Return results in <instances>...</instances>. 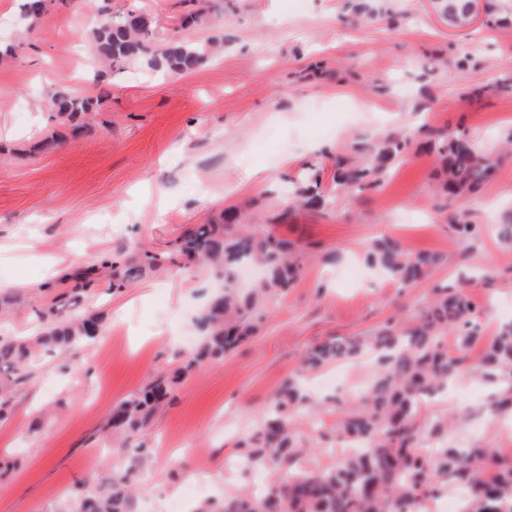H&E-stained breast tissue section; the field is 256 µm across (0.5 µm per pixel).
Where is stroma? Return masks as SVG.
Instances as JSON below:
<instances>
[{
	"label": "stroma",
	"mask_w": 512,
	"mask_h": 512,
	"mask_svg": "<svg viewBox=\"0 0 512 512\" xmlns=\"http://www.w3.org/2000/svg\"><path fill=\"white\" fill-rule=\"evenodd\" d=\"M132 1L48 0L29 39L0 60L8 147L0 154V296L14 303L0 318L2 334L32 336L64 276L104 255L167 250L186 225L245 200L255 203L248 222L273 224L304 169L332 171L335 155L389 131L463 130L487 148L512 137V93L494 89L512 77V26L450 25L437 0H379L382 17L362 27L344 22L345 0H136L168 23L203 10L193 37L223 35V49L180 77L132 65L88 80L99 69L85 48L89 31L118 20ZM61 83L99 99L96 125L35 151L42 132L57 127L43 92ZM484 83L491 92L473 96ZM440 169L437 155L413 149L380 188L332 190L330 210H289L287 223L273 224L304 246L301 276L224 359L187 366L202 342L209 271L176 267L80 295L71 315L97 313L100 334L38 354L15 391L0 420V512H59L99 488L120 448L144 450L136 484L148 512H169L183 496L204 504L263 492L287 474L246 465L241 443L314 344L410 318L434 288L483 272L490 280L473 295L492 338L512 321V246L495 231L512 206V156L478 195L449 204L438 193ZM460 215L481 233L460 240ZM384 236L443 262L400 288L365 260ZM320 377L307 374L309 406L293 417L303 469L343 457L341 414ZM162 378L169 399L145 429L109 428L115 407ZM497 390L482 376L466 380L452 395L425 399L424 413L467 414L451 432L459 445L499 444L506 423L486 410ZM193 442L195 457L186 451Z\"/></svg>",
	"instance_id": "stroma-1"
}]
</instances>
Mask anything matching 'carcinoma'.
Instances as JSON below:
<instances>
[{
    "label": "carcinoma",
    "instance_id": "obj_1",
    "mask_svg": "<svg viewBox=\"0 0 512 512\" xmlns=\"http://www.w3.org/2000/svg\"><path fill=\"white\" fill-rule=\"evenodd\" d=\"M24 13L36 25L47 0H25ZM441 11L452 25L470 22L472 0H441ZM203 21L193 12L180 18L170 33L160 36V19L139 6L128 8L117 21L95 27L89 38L92 54L105 66L121 69L137 62L149 73L181 76L209 61L221 40L199 43L186 33ZM53 117L75 130H90L94 100L52 90ZM417 147L432 152L443 163L439 191L444 201L481 191L502 162V155L485 149L464 131L448 133L425 128ZM413 135L391 133L378 143L359 146L366 156L362 165L336 163V187L361 189L377 186L388 164L404 155ZM302 204L325 208L330 196L322 184V169L310 168L298 189ZM305 250L257 224L242 222V211L228 208L208 224H190L169 251L146 250L130 260L102 257L91 267L67 275L71 294L60 293L43 313L44 328L31 339L0 334V412L9 404L15 387L27 381L37 347L70 349L96 337L100 322L91 314L80 319L68 314L70 299L79 297L106 277L109 288H127L144 276L160 274L186 262L224 278V291L212 295L199 319L204 341L194 358L218 359L236 348L266 314L263 303L288 292L300 276ZM368 259L402 288L426 279L439 265L431 252L411 255L394 239L371 245ZM482 310L465 286L441 288L427 299L406 323L388 321L372 336L333 338L315 345L302 371L318 369L353 358L366 350L378 354L374 376L356 402L341 408L338 434L365 438L369 447L342 459L333 468L299 469L288 479L270 485L259 497L229 493L217 512H424L428 502L462 484L468 490L463 512H512V457L498 453L491 443L458 446L448 443V429L459 426L465 415L425 422L419 419L422 398L448 388L473 371L465 350L483 336ZM453 335L461 350L448 352ZM482 373L509 385L490 408L496 415L512 408V322L501 324L485 347L478 365ZM159 382L133 394L112 413L111 425L132 433L144 428L154 408L166 397ZM307 400L300 375L288 378L262 424L243 444L245 459L254 466L289 467L302 453L301 441L291 425L292 415ZM135 475L114 472L107 484L83 497L76 512H131Z\"/></svg>",
    "mask_w": 512,
    "mask_h": 512
}]
</instances>
